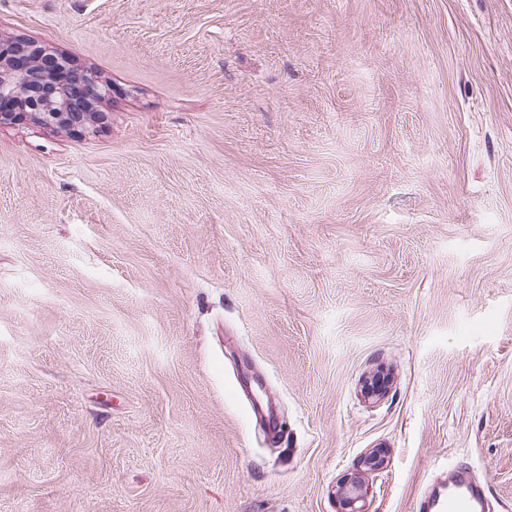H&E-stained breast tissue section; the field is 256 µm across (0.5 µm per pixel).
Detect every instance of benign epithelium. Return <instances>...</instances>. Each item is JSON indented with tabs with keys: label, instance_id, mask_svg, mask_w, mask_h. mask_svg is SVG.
Segmentation results:
<instances>
[{
	"label": "benign epithelium",
	"instance_id": "7a95c632",
	"mask_svg": "<svg viewBox=\"0 0 512 512\" xmlns=\"http://www.w3.org/2000/svg\"><path fill=\"white\" fill-rule=\"evenodd\" d=\"M110 88L97 74L64 55L23 38H0V125L31 118L53 127L82 130L98 116ZM340 512H369L364 478L338 490Z\"/></svg>",
	"mask_w": 512,
	"mask_h": 512
}]
</instances>
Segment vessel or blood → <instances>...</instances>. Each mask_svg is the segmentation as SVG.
<instances>
[{
  "mask_svg": "<svg viewBox=\"0 0 512 512\" xmlns=\"http://www.w3.org/2000/svg\"><path fill=\"white\" fill-rule=\"evenodd\" d=\"M418 512H486L487 494L468 467L459 466L448 488H433L417 504Z\"/></svg>",
  "mask_w": 512,
  "mask_h": 512,
  "instance_id": "vessel-or-blood-1",
  "label": "vessel or blood"
}]
</instances>
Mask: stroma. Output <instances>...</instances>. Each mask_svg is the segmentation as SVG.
Masks as SVG:
<instances>
[{"label": "stroma", "mask_w": 512, "mask_h": 512, "mask_svg": "<svg viewBox=\"0 0 512 512\" xmlns=\"http://www.w3.org/2000/svg\"><path fill=\"white\" fill-rule=\"evenodd\" d=\"M112 91L0 127V512H512V0H0ZM389 378L379 398L364 377ZM453 472L448 490L434 487L428 491L418 501V512H486L485 486L473 479L466 466H458ZM366 489L362 475H355L338 490L340 512H369L366 507Z\"/></svg>", "instance_id": "1"}]
</instances>
